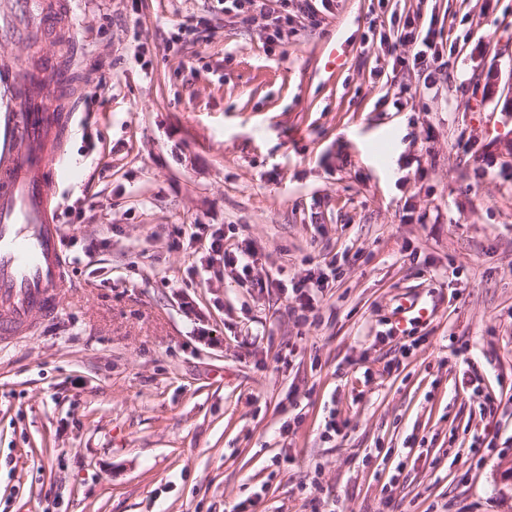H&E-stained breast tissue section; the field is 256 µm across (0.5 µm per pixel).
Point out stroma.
Here are the masks:
<instances>
[{
    "label": "stroma",
    "mask_w": 512,
    "mask_h": 512,
    "mask_svg": "<svg viewBox=\"0 0 512 512\" xmlns=\"http://www.w3.org/2000/svg\"><path fill=\"white\" fill-rule=\"evenodd\" d=\"M310 4L283 43L224 0H81L71 286L0 342V512H512V0ZM417 10L428 91L379 47ZM193 224L251 240L250 277ZM329 260L297 324L272 282Z\"/></svg>",
    "instance_id": "1"
}]
</instances>
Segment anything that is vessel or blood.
Here are the masks:
<instances>
[{"label": "vessel or blood", "mask_w": 512, "mask_h": 512, "mask_svg": "<svg viewBox=\"0 0 512 512\" xmlns=\"http://www.w3.org/2000/svg\"><path fill=\"white\" fill-rule=\"evenodd\" d=\"M66 33L74 37L70 14L56 0H11L0 20V43L24 39L34 43ZM25 61L0 55V81L11 84L13 111L0 115V338L27 330L37 317L57 310L69 288V263L57 222L56 186L69 170L63 161V129L73 108L57 105L55 96L66 75L63 62L41 64L42 97L28 101Z\"/></svg>", "instance_id": "1"}]
</instances>
